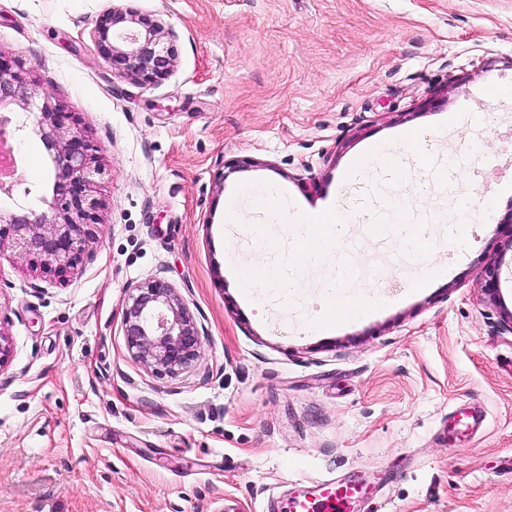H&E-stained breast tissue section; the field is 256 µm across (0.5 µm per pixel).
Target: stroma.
Returning <instances> with one entry per match:
<instances>
[{"label": "stroma", "mask_w": 512, "mask_h": 512, "mask_svg": "<svg viewBox=\"0 0 512 512\" xmlns=\"http://www.w3.org/2000/svg\"><path fill=\"white\" fill-rule=\"evenodd\" d=\"M113 8L173 30L163 79L113 74L97 47ZM0 60L112 172L74 270L0 245V512H277L326 477L371 487L359 512H512V0H0ZM382 143L398 174L355 169ZM17 161L41 210L55 172L36 137ZM247 184L291 217L356 212L344 257L382 304L308 331L336 265L289 269L295 229ZM452 188L472 197L462 227ZM388 200L428 251L368 232ZM259 262L281 278L246 293ZM154 278L203 326L174 376L123 332L129 287Z\"/></svg>", "instance_id": "35a3bbf8"}]
</instances>
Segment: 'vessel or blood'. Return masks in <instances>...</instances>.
<instances>
[{
  "instance_id": "obj_1",
  "label": "vessel or blood",
  "mask_w": 512,
  "mask_h": 512,
  "mask_svg": "<svg viewBox=\"0 0 512 512\" xmlns=\"http://www.w3.org/2000/svg\"><path fill=\"white\" fill-rule=\"evenodd\" d=\"M364 497L362 485L326 478L315 481L312 491L282 501L278 512H353V504Z\"/></svg>"
}]
</instances>
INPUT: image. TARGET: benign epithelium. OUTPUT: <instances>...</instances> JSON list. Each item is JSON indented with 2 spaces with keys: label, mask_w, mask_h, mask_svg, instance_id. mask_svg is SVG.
Wrapping results in <instances>:
<instances>
[{
  "label": "benign epithelium",
  "mask_w": 512,
  "mask_h": 512,
  "mask_svg": "<svg viewBox=\"0 0 512 512\" xmlns=\"http://www.w3.org/2000/svg\"><path fill=\"white\" fill-rule=\"evenodd\" d=\"M98 46L104 59L123 77L144 84L167 74L173 46L162 41L160 23L112 9L100 22ZM113 33L122 40L108 41ZM16 105L20 113L39 112L32 127L23 121L15 131L32 132L50 156L55 170L52 194L41 197L46 209L18 213L0 210V242L20 256H40L59 273L77 265L95 238L102 206L97 187L112 178L87 143L77 121L49 97L40 94L26 72L0 61V111ZM127 347L145 367L176 375L200 355L203 328L171 285L152 279L129 288L123 314Z\"/></svg>",
  "instance_id": "7a95c632"
}]
</instances>
